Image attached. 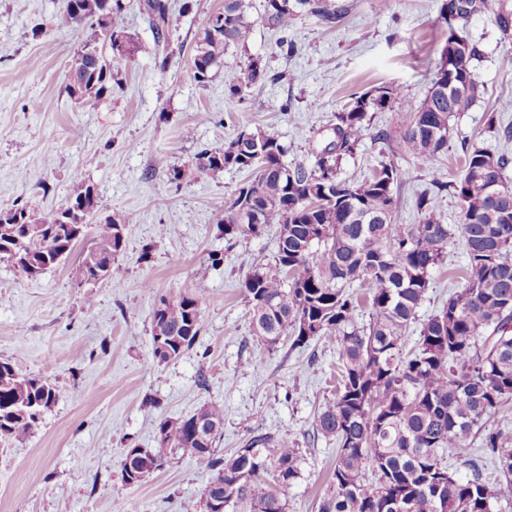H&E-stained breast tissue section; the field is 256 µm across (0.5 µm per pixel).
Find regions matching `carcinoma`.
<instances>
[{
	"label": "carcinoma",
	"instance_id": "obj_1",
	"mask_svg": "<svg viewBox=\"0 0 512 512\" xmlns=\"http://www.w3.org/2000/svg\"><path fill=\"white\" fill-rule=\"evenodd\" d=\"M155 46L167 45L172 10L170 0H147ZM478 7L494 16L503 29L509 20L499 0H450L441 15ZM332 27L347 8L336 0H265V24L288 31L301 12ZM122 0H64L56 17L60 27L81 26L86 34L74 52L75 80L68 94L94 103L112 93V62L99 48L107 31L121 37L112 57L128 60L141 46L118 23ZM224 23L207 24L196 44L194 78L204 82L224 61L225 51L243 42L250 23L243 0H224ZM452 55L446 41L440 59ZM454 56V55H452ZM478 49L454 56L451 68L436 64L429 87L418 103L400 101L401 138L414 161L437 171L448 150L450 121L467 112L481 97L475 74ZM267 74V64L251 57L244 72L225 76L228 97L241 99L244 89ZM399 92L378 87L353 95L348 108L336 114L333 137L316 163L288 165L286 149L274 129L241 132L235 139L203 150L192 165L174 168L172 182L190 181L224 168L251 171L231 205L224 209V236L248 239L261 227L288 225L278 235V268H256L241 285L252 322L281 342L301 345L322 336L336 337L339 392L318 413L313 435L336 441V460L330 493L319 512H503L512 505V437L491 419L512 403V186L504 178L508 160L493 148L472 145L465 155L460 179L448 184L435 180L440 191L453 186L461 208V223L450 227L433 214L427 195L416 200L418 220L399 224L396 189L399 170L384 163L359 182L337 177L342 159L356 153L367 129L368 112L385 108ZM489 172L500 180V193L482 192L475 179ZM98 194L81 184L61 204L36 217L24 207L0 209V222L12 232L0 231V260L11 263L18 278L32 279L55 266L95 231L84 251L80 272L84 282L109 281L118 288L116 258L123 252L131 214L115 211L102 220ZM40 224L41 239L26 247L27 221ZM464 242L466 286L448 297L434 315L418 322L433 273L444 264L448 242ZM371 306L369 323L357 321L362 303ZM153 320L168 330L158 363H169L194 347L203 318L198 301L186 294L160 297ZM418 332L417 349L405 352L410 333ZM56 390L47 378L26 373L0 361V443L22 441L55 403ZM219 427L198 441L197 419ZM224 406L211 403L194 414L159 423V451L136 449L125 456L122 480L135 485L159 468L166 455L187 452L207 461L214 478L224 484V507L250 498V512H285L280 497L260 488L273 479L282 488L301 476L303 456L288 435L260 433L233 456L215 454L222 436ZM480 439L494 459L499 476L482 478L471 458V445ZM453 450L471 469L461 478L443 461L441 452ZM375 479L366 478V472Z\"/></svg>",
	"mask_w": 512,
	"mask_h": 512
}]
</instances>
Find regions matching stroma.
Masks as SVG:
<instances>
[{
    "instance_id": "1",
    "label": "stroma",
    "mask_w": 512,
    "mask_h": 512,
    "mask_svg": "<svg viewBox=\"0 0 512 512\" xmlns=\"http://www.w3.org/2000/svg\"><path fill=\"white\" fill-rule=\"evenodd\" d=\"M339 2L347 13L335 27L301 16L283 49L261 19L264 0H243L245 42L230 47L203 84L194 78L195 44L224 0H193L191 13L172 14L162 56L144 0H123L122 24L143 49L116 62L119 86L90 108L65 90L84 30L57 26L63 0H0V209L24 206L38 215L90 184L100 215L126 211L136 218L117 259L122 288L101 283L89 291L90 304L79 285L80 250L31 280L0 261V361L46 376L56 388L55 403L29 437L0 451V512H113L117 502L124 512H204L211 478L205 461L167 457L136 485L123 482L121 469L127 448H157L161 420L210 403L224 407L217 454L234 455L257 431L296 441L301 477L280 498L286 512H318L336 443L310 433L315 415L336 396V339L299 347L284 341L271 351L254 335L241 285L254 268H275L278 227L235 241L219 224L247 172L226 169L178 184L167 174L240 132L267 127L278 130L287 163L310 166L352 94L390 86L401 100L421 101L448 36L443 0ZM463 31L479 50L475 73L484 92L452 119L439 174L407 154L399 103L370 111L356 154L340 163L339 177L352 182L394 163L402 175V224L416 221L414 202L425 192L434 196L440 223H460L458 199L435 192L433 182L457 180L471 144L505 154L504 176L512 183V29L478 10ZM251 55L266 59L270 76L242 100L229 99L224 78ZM490 119L497 133L487 132ZM147 244L152 252L144 262ZM213 254L219 265L211 264ZM465 265L462 241L453 238L419 320L464 288ZM186 293L198 301L201 335L178 360L158 363L154 304Z\"/></svg>"
}]
</instances>
